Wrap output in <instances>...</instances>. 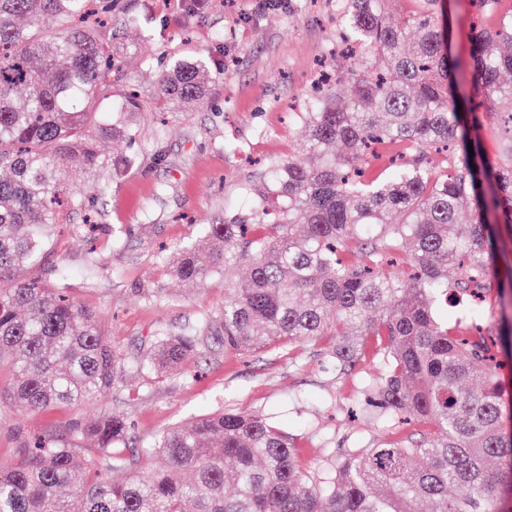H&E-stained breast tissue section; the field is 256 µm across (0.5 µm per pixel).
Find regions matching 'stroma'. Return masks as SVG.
I'll list each match as a JSON object with an SVG mask.
<instances>
[{
  "label": "stroma",
  "instance_id": "obj_1",
  "mask_svg": "<svg viewBox=\"0 0 512 512\" xmlns=\"http://www.w3.org/2000/svg\"><path fill=\"white\" fill-rule=\"evenodd\" d=\"M113 47L123 58L112 76L113 97L134 89L140 109L126 120L128 145L101 140L98 171H71L85 211L70 229L55 233L53 263L71 294L96 312L115 348L134 358L159 328L179 331L217 313L227 286L216 275L201 285L175 282L161 249L176 252L199 239L207 224L246 207L245 186L258 182L260 160L302 150L303 128L288 118L302 102L318 61L336 39L334 0H114ZM140 17L143 39L127 25ZM470 0H448L452 52L466 59L473 35ZM204 54L213 76L206 97L187 107L167 103L160 76L169 61ZM95 251L99 277L85 280L84 257ZM331 337L303 344L277 342L257 352L225 350L220 335L176 371L149 379L141 390H114L106 403L90 402L39 412L0 409V462H10L17 431L41 433L90 419L102 407L124 414L136 446L193 417L230 407L266 414L292 436L300 471L317 468L330 448H369L402 442L405 430H387L350 418L364 380L377 371L366 358L352 371H335L323 352Z\"/></svg>",
  "mask_w": 512,
  "mask_h": 512
}]
</instances>
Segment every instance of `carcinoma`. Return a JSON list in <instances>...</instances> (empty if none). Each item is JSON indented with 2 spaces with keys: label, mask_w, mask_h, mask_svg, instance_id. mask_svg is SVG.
Listing matches in <instances>:
<instances>
[{
  "label": "carcinoma",
  "mask_w": 512,
  "mask_h": 512,
  "mask_svg": "<svg viewBox=\"0 0 512 512\" xmlns=\"http://www.w3.org/2000/svg\"><path fill=\"white\" fill-rule=\"evenodd\" d=\"M391 16L384 0H336L337 39L352 94L328 86L295 118L309 159H271L246 189V208L204 225L170 260L173 278L206 282L240 264L219 319L162 331L131 365L102 320L24 271L48 270L55 225L77 203L68 172L102 161L90 124L132 140L137 97L112 100V31L78 24L88 0H0V362L9 401L36 411L99 401L125 373L163 374L193 358L219 327L224 349L334 337L327 356L352 367L368 354V419L421 429L403 444L331 451L298 470L293 438L258 413L224 409L129 447L110 409L23 441L0 463V512H497L512 498V397L501 357L512 348V276L495 273L512 235V0H474L466 68L437 22L438 0ZM207 61L174 63L163 99L208 91ZM496 119L497 161L486 163L481 117ZM473 149H468V145ZM473 215L468 234L457 216ZM455 275L448 278V269ZM499 298V323L480 327L470 301ZM465 303L448 325V304ZM160 453L166 466L133 469ZM423 458L426 464L413 466Z\"/></svg>",
  "instance_id": "1"
}]
</instances>
